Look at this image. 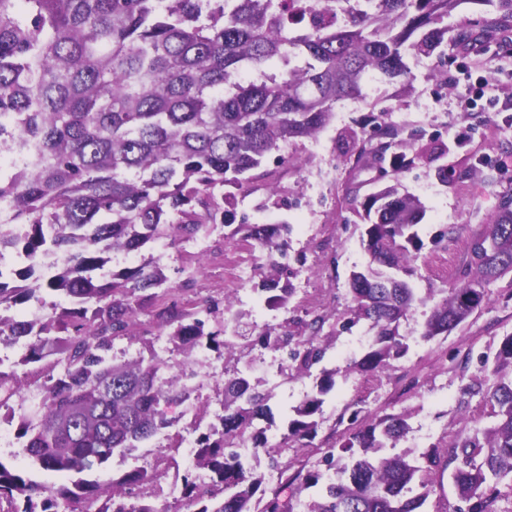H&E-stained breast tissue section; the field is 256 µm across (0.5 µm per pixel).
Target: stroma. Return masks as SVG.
<instances>
[{
  "label": "stroma",
  "instance_id": "1",
  "mask_svg": "<svg viewBox=\"0 0 512 512\" xmlns=\"http://www.w3.org/2000/svg\"><path fill=\"white\" fill-rule=\"evenodd\" d=\"M504 42L485 50L489 83L471 118L470 140L459 144L456 135L460 114L458 102L471 95L474 80L461 70L465 50L449 45L443 56L420 58L412 63L414 75L409 92L396 86L371 82L367 100H346L336 106L335 115L318 138L296 141L272 153L265 169L266 181L243 188H225L227 204L246 201L254 207L255 224H286L288 233V279L305 280L288 309H315L342 321L349 303L348 278L352 270L367 263L362 245L366 222L364 211L352 207L344 197L346 182L359 185L360 197L378 191L382 182L376 170L353 169L349 158L358 140L375 134L368 124L371 111L387 112L393 121L416 132L432 150L416 167L399 173L402 194L418 199L425 217L418 227L423 247L408 281L418 291L452 287L459 271L468 263V243L480 233L494 213L501 192L512 189V110L498 112L493 102L512 96V21L503 25ZM446 73L448 82L431 79V72ZM447 168V179L438 171ZM457 226L456 234L441 239L446 227ZM260 257L246 241H227L216 230L208 241L202 267L196 277L192 298L231 296L240 299L242 331L252 335L265 325L281 322L288 309H269L264 295L252 292L247 280L231 279L233 264L249 266ZM489 301L466 321L430 342L422 341L424 308H416L403 320L400 332L410 346L408 354L384 372L361 376L353 373L339 381L324 405L325 421L311 447L289 449L286 458L292 470H308L321 460L337 441L334 424L351 401L366 398L370 414L407 413L410 431L399 444L413 454L431 446L447 448L458 433L491 426V407L480 397L465 398L462 387L470 377L489 376L500 343L512 334V273L486 287ZM366 322L337 332L321 366L286 380L264 375L261 362L274 360V352L256 348L249 357L253 378L271 394L269 405L276 425H283L292 406L316 386L322 369L345 370L359 359L364 349L357 337L367 335ZM225 358L208 350L195 351L192 368L195 404L207 405L210 414L221 411L220 389L224 382ZM187 430L184 424L152 438L145 448L129 457H113L110 474L119 476L132 467H159L160 485L170 490L185 472L181 446Z\"/></svg>",
  "mask_w": 512,
  "mask_h": 512
}]
</instances>
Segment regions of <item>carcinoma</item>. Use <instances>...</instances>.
<instances>
[{"mask_svg":"<svg viewBox=\"0 0 512 512\" xmlns=\"http://www.w3.org/2000/svg\"><path fill=\"white\" fill-rule=\"evenodd\" d=\"M465 0H0V146L21 140L25 164L0 163V199L9 219L0 222V252L26 264L0 276V305L45 304L43 293L63 295L36 320L0 317V344L20 343L19 363L48 364L33 384L42 393L40 414H16L20 385L0 370V417L15 425L29 467L63 473L69 482L41 487L28 472L0 460V512H169L149 489L158 480L147 468L110 476L115 455L134 454L176 419L172 405L190 399L185 383L190 360L177 371L152 353L116 361L118 339L131 331L149 302L159 304L158 335L191 353L196 347L227 354L222 413L195 440L194 472L184 476L180 498L191 512H295L266 489L254 461L265 455L285 483L301 481L322 494L305 512H422L431 489L419 478L410 452L379 455L409 430L408 415L371 416L353 401L340 414L342 452L351 464L336 472L288 474L284 448L309 447L324 422L326 397L340 371L323 372L316 392L292 407L279 441L270 396L252 382L251 363L239 346L237 301L206 297L193 309L175 298L190 288L169 282L156 260L125 268L100 281L92 272L109 254L139 253L169 238L198 240L229 227L224 187L241 188L249 173L288 143L314 138L331 122L336 104L364 100V81L380 76L406 82L409 59L448 45V18ZM496 17L464 35L482 43L512 19V0H481ZM254 80L244 85L241 72ZM378 141H360L354 166L381 177L408 169L424 150L417 136L370 115ZM393 167H384L386 156ZM367 265L352 272L346 323H369L368 350L353 364L361 372L392 367L409 344L401 320L429 306L421 339L429 342L466 321L488 301L485 286L512 273V193L499 204L485 231L470 243V261L458 282L433 301L400 278L422 247L416 227L420 203L387 185L362 203ZM22 224L25 232L15 233ZM286 224H239L240 232L268 260L253 290L286 307L296 292L279 287L286 255ZM66 256L41 274L36 259ZM336 325L322 313H305L268 325L249 346L285 350L291 375L310 371L325 354L320 337ZM512 336L503 339L490 386L472 382L463 394L493 403L496 422L458 435L440 461L434 448L422 458L454 465L451 480L459 512H495L498 485L512 481ZM267 421L258 427L255 422ZM251 453L241 452L243 447Z\"/></svg>","mask_w":512,"mask_h":512,"instance_id":"cac0c4a2","label":"carcinoma"}]
</instances>
